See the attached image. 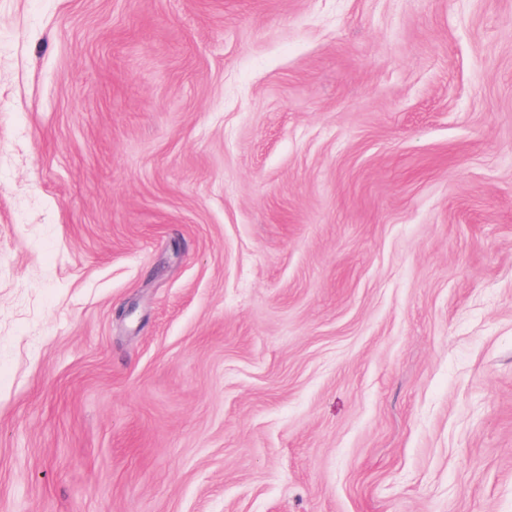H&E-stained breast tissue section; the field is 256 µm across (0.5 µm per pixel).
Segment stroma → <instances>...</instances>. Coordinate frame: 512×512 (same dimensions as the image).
<instances>
[{
    "label": "stroma",
    "mask_w": 512,
    "mask_h": 512,
    "mask_svg": "<svg viewBox=\"0 0 512 512\" xmlns=\"http://www.w3.org/2000/svg\"><path fill=\"white\" fill-rule=\"evenodd\" d=\"M0 512H512V0H0Z\"/></svg>",
    "instance_id": "obj_1"
}]
</instances>
